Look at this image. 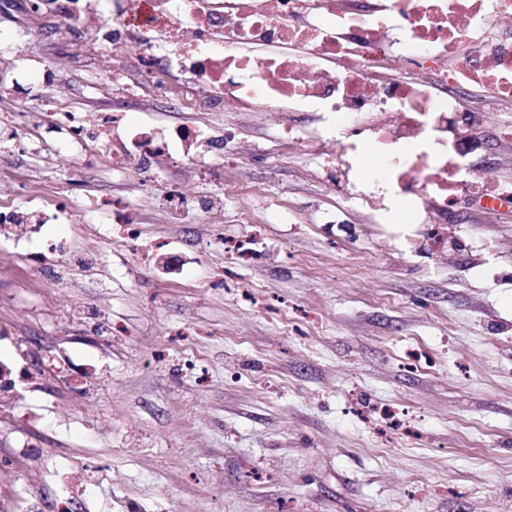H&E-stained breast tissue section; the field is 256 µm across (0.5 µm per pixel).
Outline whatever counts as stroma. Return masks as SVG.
<instances>
[{
	"label": "stroma",
	"instance_id": "35a3bbf8",
	"mask_svg": "<svg viewBox=\"0 0 512 512\" xmlns=\"http://www.w3.org/2000/svg\"><path fill=\"white\" fill-rule=\"evenodd\" d=\"M22 2L0 0V130L41 66L43 100L111 111L96 60L139 131L229 132L242 158L217 181L219 154L180 143L173 223L107 153L0 151V201L42 217L0 224V512H512V208L477 200L512 184V105L456 88L483 114L467 193L439 227L400 224L327 181L320 113L187 111L140 92L129 48L68 50ZM116 203L136 241L114 239Z\"/></svg>",
	"mask_w": 512,
	"mask_h": 512
}]
</instances>
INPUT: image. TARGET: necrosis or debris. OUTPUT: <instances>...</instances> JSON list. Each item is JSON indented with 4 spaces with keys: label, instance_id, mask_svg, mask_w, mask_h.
<instances>
[{
    "label": "necrosis or debris",
    "instance_id": "obj_1",
    "mask_svg": "<svg viewBox=\"0 0 512 512\" xmlns=\"http://www.w3.org/2000/svg\"><path fill=\"white\" fill-rule=\"evenodd\" d=\"M32 0L30 11L59 28L84 29L97 16L99 39L134 51L141 77L160 98L182 99L196 112L261 106L273 112H319V144L335 143L322 169L347 183L359 146L331 141L327 128L347 123L371 130L376 170L361 174L366 194L381 182L393 188L397 220L432 224L467 184L456 161L482 124L462 113L453 89L479 87L493 104L512 103V41L493 37V23H512V0ZM426 62L424 71L377 78L392 60ZM182 72L180 88L165 71ZM35 117L41 146L93 148L101 128L121 116H95L50 105L20 110ZM133 152L111 153L112 163L140 168L159 180L155 161L173 154L170 140L136 135Z\"/></svg>",
    "mask_w": 512,
    "mask_h": 512
}]
</instances>
